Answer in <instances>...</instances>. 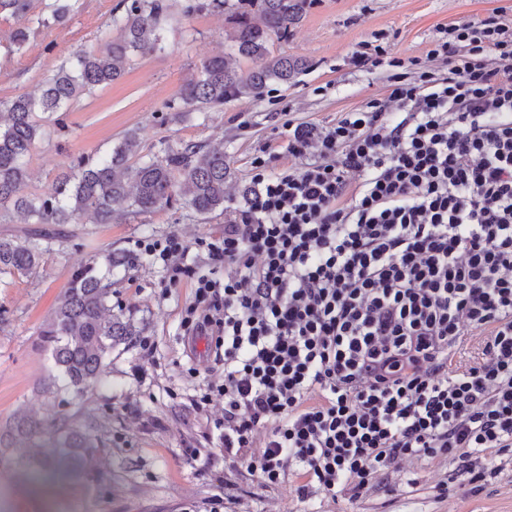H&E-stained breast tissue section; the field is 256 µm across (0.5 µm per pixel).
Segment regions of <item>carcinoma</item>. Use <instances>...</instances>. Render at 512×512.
<instances>
[{
  "instance_id": "carcinoma-1",
  "label": "carcinoma",
  "mask_w": 512,
  "mask_h": 512,
  "mask_svg": "<svg viewBox=\"0 0 512 512\" xmlns=\"http://www.w3.org/2000/svg\"><path fill=\"white\" fill-rule=\"evenodd\" d=\"M41 0H0V13L10 12L16 26L9 48L22 52L29 40V22ZM314 0H121V9L107 23L109 36L94 53L78 50L34 91L0 99V223L112 224L129 213H142L169 204L175 196L201 216L224 211L226 184L233 172L224 148H206L179 141L161 157L141 154L137 133L127 132L103 156H80L60 167L54 190L38 196L27 192L29 160L44 138L45 127L65 128L64 114L80 96L119 80L136 55L160 49L161 22L173 5L182 16L204 11L225 15L232 26V52L203 59L181 85L178 101L168 106L172 118L186 112L221 111L236 97L260 99L272 83L288 84L305 62L273 54L276 39L285 38L306 16ZM50 14L39 16L44 26L65 23L70 0L46 4ZM252 63L242 76L237 62ZM55 233L40 229L24 236L0 237V274L30 276L41 267ZM137 258L124 251L100 253L79 266L39 328L42 347L49 350L55 373L42 385L48 395L61 391L77 397L96 390L106 376L115 346L140 335L132 319L112 313L107 280L117 268L130 270ZM47 434L45 422L18 411L0 423V467L26 477L50 471L77 478L90 466L97 438L61 413L53 431L57 454L49 459L27 456Z\"/></svg>"
}]
</instances>
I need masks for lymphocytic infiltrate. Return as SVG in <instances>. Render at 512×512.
Instances as JSON below:
<instances>
[{"label": "lymphocytic infiltrate", "mask_w": 512, "mask_h": 512, "mask_svg": "<svg viewBox=\"0 0 512 512\" xmlns=\"http://www.w3.org/2000/svg\"><path fill=\"white\" fill-rule=\"evenodd\" d=\"M444 32L447 77L356 52L388 94L255 159V199L198 241L223 278L193 277L178 234L139 245L194 278L181 325L224 372L195 407L223 397L218 451L262 486L354 500L424 458L476 484L512 455V22Z\"/></svg>", "instance_id": "f902f5d3"}]
</instances>
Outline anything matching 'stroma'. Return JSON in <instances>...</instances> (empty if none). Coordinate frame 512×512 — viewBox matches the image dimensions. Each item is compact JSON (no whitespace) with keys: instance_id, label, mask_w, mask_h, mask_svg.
<instances>
[{"instance_id":"stroma-1","label":"stroma","mask_w":512,"mask_h":512,"mask_svg":"<svg viewBox=\"0 0 512 512\" xmlns=\"http://www.w3.org/2000/svg\"><path fill=\"white\" fill-rule=\"evenodd\" d=\"M120 2L72 0L65 25L31 24L21 53L9 52L14 20L1 13L0 98L33 91L75 51L98 50ZM501 6L512 7V0H315L288 39L274 45L307 63L290 83L271 84L261 100L233 98L223 111L176 120L163 119L166 104L204 57L227 49L230 26L210 12L168 18L161 51L134 57L123 78L81 96L65 115V129L38 144L29 189L50 193L59 165L104 154L132 130L150 155L168 141L223 145L235 175L230 200L224 212L206 217L176 201L112 224L61 225L37 274L0 284V421L20 410L49 421L67 410L40 389L53 361L38 332L79 265L104 250L132 251L138 241L176 232L190 244L188 261L197 272L223 277L196 242L221 235L244 210L254 158L285 145L289 123L327 126L386 94L388 70L354 67L356 51L379 41L392 55L422 60L446 25L482 19ZM194 288L190 278L171 284L162 264L145 257L129 271L114 272L112 304L140 334L113 349L103 385L70 409L75 422L96 428V462L82 478L40 492L0 469V512H512V458L506 456L498 478L478 494L466 477L451 478L452 463L427 459L380 477L355 500L322 493L303 500L294 483L265 488L246 471L213 462L224 400L213 397L200 413L191 405L203 393V372L214 366L209 342L189 349L181 326ZM443 477L449 480L444 496L436 487ZM226 481L236 486L230 499Z\"/></svg>"}]
</instances>
